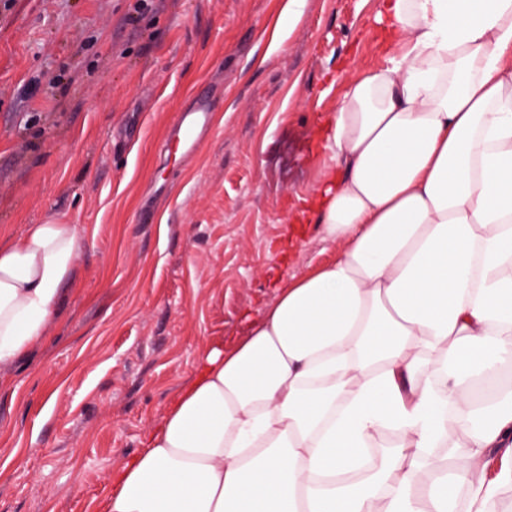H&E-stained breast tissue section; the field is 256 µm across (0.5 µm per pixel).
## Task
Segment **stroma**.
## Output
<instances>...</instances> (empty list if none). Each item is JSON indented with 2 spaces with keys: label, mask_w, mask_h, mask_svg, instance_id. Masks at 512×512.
Here are the masks:
<instances>
[{
  "label": "stroma",
  "mask_w": 512,
  "mask_h": 512,
  "mask_svg": "<svg viewBox=\"0 0 512 512\" xmlns=\"http://www.w3.org/2000/svg\"><path fill=\"white\" fill-rule=\"evenodd\" d=\"M0 0V244L75 225L82 251L42 339L0 373V512H105L211 346L259 316L275 276L338 249L307 225L317 130L390 49L379 0ZM206 91L215 125L165 153Z\"/></svg>",
  "instance_id": "1"
}]
</instances>
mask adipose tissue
I'll return each mask as SVG.
<instances>
[{"label":"adipose tissue","mask_w":512,"mask_h":512,"mask_svg":"<svg viewBox=\"0 0 512 512\" xmlns=\"http://www.w3.org/2000/svg\"><path fill=\"white\" fill-rule=\"evenodd\" d=\"M375 21L390 55L320 129L313 222L340 253L199 358L106 512H487L512 482L486 476L512 457V0H380ZM80 251L72 224L0 246V371Z\"/></svg>","instance_id":"obj_1"}]
</instances>
